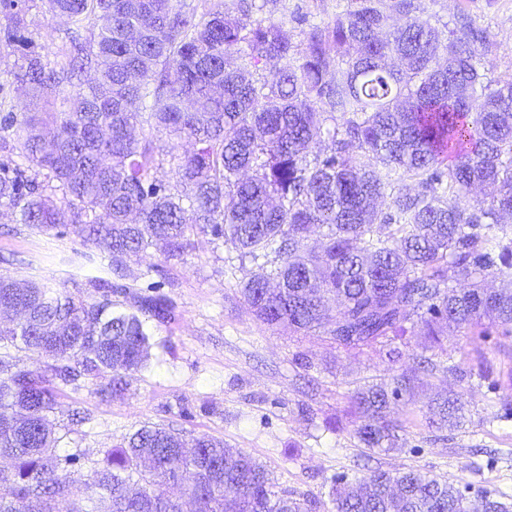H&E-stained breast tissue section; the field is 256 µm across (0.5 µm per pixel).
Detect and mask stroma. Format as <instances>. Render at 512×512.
<instances>
[{"label": "stroma", "mask_w": 512, "mask_h": 512, "mask_svg": "<svg viewBox=\"0 0 512 512\" xmlns=\"http://www.w3.org/2000/svg\"><path fill=\"white\" fill-rule=\"evenodd\" d=\"M348 0H279L260 19L286 20L292 12L328 22ZM424 16L437 26L472 18L486 36L482 63L491 78L512 77V0H425ZM29 35L38 51L58 55L67 40V20L53 16L48 0H34ZM106 261L71 230L39 233L0 209V273L65 285L73 295L97 299L91 280ZM124 284L138 295H161L173 303L174 322L152 326L146 369L133 374L128 392L101 397L88 384L65 386L58 400L78 406L88 422L74 426L57 418L59 455L80 453L74 469L87 472L105 450L144 425L209 436L242 449L270 472L279 488L326 499L335 479L368 470L414 469L475 492L512 497V336H449L437 362L453 360L459 373L428 378L410 414L402 451L362 448L345 415L347 395L357 385L387 377L393 365L421 351L425 339L411 334L391 346L347 351L324 337L297 336L256 320L240 285L256 265L232 245L208 235L193 237L182 260L160 249L125 261ZM466 391L461 428L429 427L425 414L434 393ZM337 422L329 430V422Z\"/></svg>", "instance_id": "obj_1"}]
</instances>
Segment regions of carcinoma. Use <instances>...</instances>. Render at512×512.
I'll return each mask as SVG.
<instances>
[{
	"label": "carcinoma",
	"instance_id": "1",
	"mask_svg": "<svg viewBox=\"0 0 512 512\" xmlns=\"http://www.w3.org/2000/svg\"><path fill=\"white\" fill-rule=\"evenodd\" d=\"M32 2L0 0V48L17 56L0 78L61 97L49 111L0 109V207L18 223L72 229L117 276L159 243L182 257L198 234L255 261L272 255L270 274L242 283L256 319L345 350L415 327L427 351L450 332L512 335V78L487 77L472 21L443 30L421 19L423 0H395L391 26L384 0H350L323 25L293 14L297 42L288 23L251 19L254 0H214L199 20L174 0H50L73 27L51 63L28 36ZM243 44L250 71L230 64ZM144 123L168 148L134 135ZM322 131L329 144L314 151ZM162 151L172 183L157 177ZM483 184L496 194L471 198ZM92 283L103 294L88 302L0 274V307L13 312L0 323V512H183L186 497L196 512H314L250 454L208 436L189 453L173 428L144 426L74 477L78 456L57 454L50 416L74 424L85 412L61 407L58 387L86 379L100 395L124 393L149 360V322L176 320L157 296L115 311L126 286ZM436 371L414 354L350 392L362 447H403L399 407ZM466 406L462 392L438 395L430 426L460 427ZM329 498L331 512H512V501L415 470L343 476Z\"/></svg>",
	"mask_w": 512,
	"mask_h": 512
}]
</instances>
